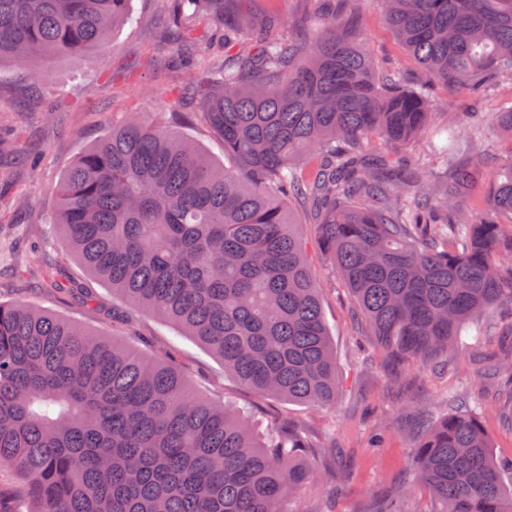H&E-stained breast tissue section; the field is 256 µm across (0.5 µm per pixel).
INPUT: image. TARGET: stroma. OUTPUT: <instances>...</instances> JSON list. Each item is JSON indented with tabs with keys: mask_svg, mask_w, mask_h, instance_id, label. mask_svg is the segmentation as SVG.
Masks as SVG:
<instances>
[{
	"mask_svg": "<svg viewBox=\"0 0 512 512\" xmlns=\"http://www.w3.org/2000/svg\"><path fill=\"white\" fill-rule=\"evenodd\" d=\"M238 6L274 13L281 30L297 40L306 37L307 20L318 15L314 0H239ZM131 11L134 24L120 28L91 59H50L36 81L19 66L0 68V301L27 300L177 366L194 389L246 410L260 432H267L271 417L283 416L339 448L341 471L303 488L300 512H373L412 475L416 411L441 418L453 396L480 412L496 458L512 457L510 300L487 314L492 329L460 348L447 369H398L357 319L338 271L327 260H315L343 373L335 406L317 409L255 394L226 375L223 362L194 338L113 295L72 260L50 226L66 170L111 128L113 118L139 112L152 121L170 111L186 78L163 47L169 18L160 0H131ZM358 14L363 41L380 66L400 69L416 85L423 71L388 26L382 0H360ZM21 147L39 155L37 167L18 164ZM60 266L88 289L93 305L60 299L46 288ZM494 364L501 367L499 376L483 379L482 370Z\"/></svg>",
	"mask_w": 512,
	"mask_h": 512,
	"instance_id": "obj_1",
	"label": "stroma"
}]
</instances>
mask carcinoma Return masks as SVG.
<instances>
[{
	"label": "carcinoma",
	"instance_id": "cac0c4a2",
	"mask_svg": "<svg viewBox=\"0 0 512 512\" xmlns=\"http://www.w3.org/2000/svg\"><path fill=\"white\" fill-rule=\"evenodd\" d=\"M188 102L219 134L226 167L172 126L130 113L81 153L58 191L53 230L97 281L200 342L261 396L336 403V355L288 200H306L324 258L390 356L435 364L477 314L512 300V101L495 113L502 155L450 127L439 103L377 74L344 16L297 41L234 0H162ZM388 24L429 80L479 98L512 74V0H384ZM131 0H0V66L30 78L84 57L131 21ZM224 26L208 78L201 27ZM441 176L368 148L421 135ZM490 168V216L461 201ZM48 287L79 285L63 270ZM417 474L430 512H512V486L478 413L457 401L420 414ZM297 427L258 435L245 413L196 392L174 366L24 301L0 303V465L24 482L27 512H295L315 480ZM412 488L375 512H409Z\"/></svg>",
	"mask_w": 512,
	"mask_h": 512
}]
</instances>
